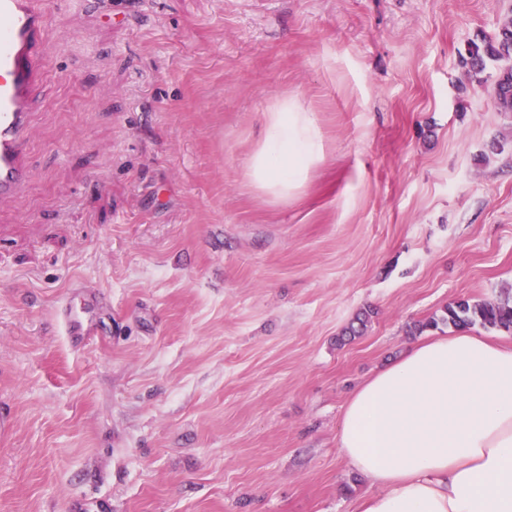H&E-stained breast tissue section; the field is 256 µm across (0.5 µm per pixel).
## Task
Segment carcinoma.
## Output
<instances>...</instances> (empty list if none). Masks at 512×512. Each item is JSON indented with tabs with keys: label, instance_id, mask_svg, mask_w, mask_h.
<instances>
[{
	"label": "carcinoma",
	"instance_id": "cac0c4a2",
	"mask_svg": "<svg viewBox=\"0 0 512 512\" xmlns=\"http://www.w3.org/2000/svg\"><path fill=\"white\" fill-rule=\"evenodd\" d=\"M490 62L500 64L490 96L500 112H512V20L504 23L492 36L468 44L465 64L480 73ZM443 321L457 329L475 324L512 332V301L470 303L459 300L448 304Z\"/></svg>",
	"mask_w": 512,
	"mask_h": 512
}]
</instances>
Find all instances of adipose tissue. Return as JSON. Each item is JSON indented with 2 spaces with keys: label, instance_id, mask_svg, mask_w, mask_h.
<instances>
[{
  "label": "adipose tissue",
  "instance_id": "ef3b65f1",
  "mask_svg": "<svg viewBox=\"0 0 512 512\" xmlns=\"http://www.w3.org/2000/svg\"><path fill=\"white\" fill-rule=\"evenodd\" d=\"M262 121L248 176L285 195L323 160V135L294 98ZM338 447L379 487L362 512H512V344L467 332L410 344L352 393Z\"/></svg>",
  "mask_w": 512,
  "mask_h": 512
}]
</instances>
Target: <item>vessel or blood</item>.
I'll return each instance as SVG.
<instances>
[{
	"instance_id": "obj_1",
	"label": "vessel or blood",
	"mask_w": 512,
	"mask_h": 512,
	"mask_svg": "<svg viewBox=\"0 0 512 512\" xmlns=\"http://www.w3.org/2000/svg\"><path fill=\"white\" fill-rule=\"evenodd\" d=\"M68 0H0V200L19 194L31 137L30 98L41 78L36 44L50 9Z\"/></svg>"
}]
</instances>
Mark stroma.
Masks as SVG:
<instances>
[{"instance_id": "obj_1", "label": "stroma", "mask_w": 512, "mask_h": 512, "mask_svg": "<svg viewBox=\"0 0 512 512\" xmlns=\"http://www.w3.org/2000/svg\"><path fill=\"white\" fill-rule=\"evenodd\" d=\"M512 0H74L0 202V512H359L352 392L512 298V112L460 54ZM325 159L247 176L262 114ZM93 308L83 343L60 308ZM361 336L342 334L363 311ZM262 121L263 136L250 158L248 176L268 194L288 195L323 160L321 129L297 99L288 97L264 112ZM442 321L457 329H465L475 324L512 332V301H486L471 304L459 300L448 304Z\"/></svg>"}]
</instances>
